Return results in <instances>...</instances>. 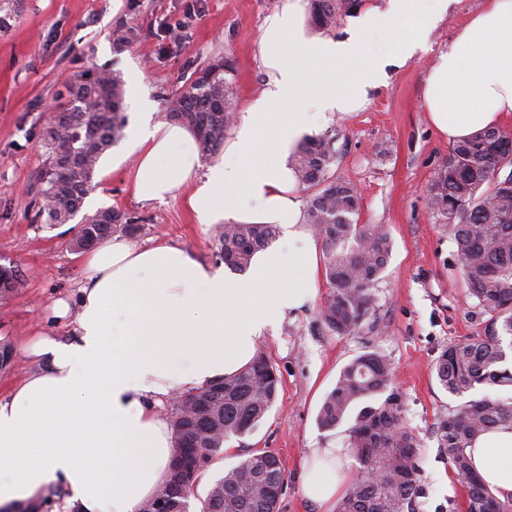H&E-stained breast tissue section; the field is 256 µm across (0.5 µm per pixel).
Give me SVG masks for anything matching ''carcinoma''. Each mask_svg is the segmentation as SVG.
Listing matches in <instances>:
<instances>
[{"mask_svg": "<svg viewBox=\"0 0 512 512\" xmlns=\"http://www.w3.org/2000/svg\"><path fill=\"white\" fill-rule=\"evenodd\" d=\"M360 0H311L314 24L337 25ZM224 78V62L200 69L168 99L163 118L189 127L202 156L224 147L234 104ZM127 116L117 76L91 68L66 85L65 101L43 134L45 164L40 173L47 224H65L81 209L93 187L96 167L124 136ZM300 184L314 190L307 220L319 228L323 276L329 293L321 319L329 333H359L375 304V287L393 247L383 224H359L361 194L346 181L331 178L335 162L331 139L308 138L292 156ZM512 166V134L486 129L453 144L428 187L429 198L448 225L457 266L475 307L487 316L484 333L454 343L437 358L434 370L441 387L462 396L480 385L512 386L503 338H512V183L504 171ZM139 230L135 217L104 210L85 219L76 245L88 248L115 231ZM276 224H226L217 253L224 267L248 270L254 255L269 246ZM393 365L377 350L356 355L345 364L317 415L318 426L332 431L348 422L347 447L359 463L358 476L336 503V512H416L421 483V443L404 420V402L393 386ZM280 377L272 362L258 353L254 360L215 385L186 394L194 414H175L176 443L204 448V462L222 453L233 437L254 433L274 406ZM512 426V397L485 394L468 400L439 419L434 436L441 456L464 483L467 512H512L474 473L468 448L475 439L500 426ZM284 474L274 453L252 449L210 486L202 512H275Z\"/></svg>", "mask_w": 512, "mask_h": 512, "instance_id": "cac0c4a2", "label": "carcinoma"}]
</instances>
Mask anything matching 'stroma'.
<instances>
[{"instance_id":"1","label":"stroma","mask_w":512,"mask_h":512,"mask_svg":"<svg viewBox=\"0 0 512 512\" xmlns=\"http://www.w3.org/2000/svg\"><path fill=\"white\" fill-rule=\"evenodd\" d=\"M483 3L454 0L425 55L372 89L365 109L336 113L325 128L336 152L332 177L352 182L361 193L359 223L386 225L393 238L374 310L359 334L331 335L319 314L329 288L324 277H317L313 298L289 311L259 344L281 379L275 405L255 433L229 440L228 451L215 457L204 474L199 496L250 449L267 448L279 454L287 479L279 512H322L302 493L303 467L312 449L342 444L346 433L341 427L320 429L318 409L340 369L372 348L391 359L406 421L422 444L421 478L427 495L420 499L418 512H466L463 486L432 436L434 424L460 400L438 383L434 363L449 345L482 335L484 323L457 271L448 229L429 207L427 188L450 144L428 122L423 76ZM277 4L0 0V11L8 15L0 28V265L18 266L21 272L16 294L0 300V343L21 352L45 329L64 342L73 338L70 324L54 322L51 307L59 299L70 308L79 306L82 253L74 241L90 212L81 209L66 224L35 218L42 131L48 107L64 83L93 65L111 70L124 83L137 72L162 110L168 95L193 70L221 59L233 101L244 109L263 81L255 46L265 16ZM179 20L184 23L179 36L167 34V24ZM124 23L135 25L139 37L120 48L113 44V32ZM99 165L94 193L102 208L138 218L134 244L164 242L216 264L218 226L197 224L184 199L159 203L137 198L133 160L116 167L107 153ZM199 496L191 501L193 512L201 508Z\"/></svg>"}]
</instances>
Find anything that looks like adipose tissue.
<instances>
[{"label":"adipose tissue","instance_id":"obj_1","mask_svg":"<svg viewBox=\"0 0 512 512\" xmlns=\"http://www.w3.org/2000/svg\"><path fill=\"white\" fill-rule=\"evenodd\" d=\"M452 0H388L350 20L342 34L311 31L309 0H280L256 44L264 79L221 158L203 163L193 132L154 120L156 104L132 93L139 121L125 153L137 157L143 200L185 195L197 223L276 224L288 249L258 252L248 273L227 278L168 244L140 248L114 236L82 259L72 341L42 334L32 354L46 372L0 398V507L67 494V512H141L167 481L174 437L158 407L174 392L203 390L247 366L267 329L312 296L317 248L305 228L291 152L337 112L365 107L392 71L428 51ZM389 46L368 51L370 37ZM435 130L457 142L512 115V0H486L424 75ZM305 276L279 279L287 264ZM336 448H317L304 496L333 512L351 477ZM475 468L512 500V428L478 437Z\"/></svg>","mask_w":512,"mask_h":512}]
</instances>
